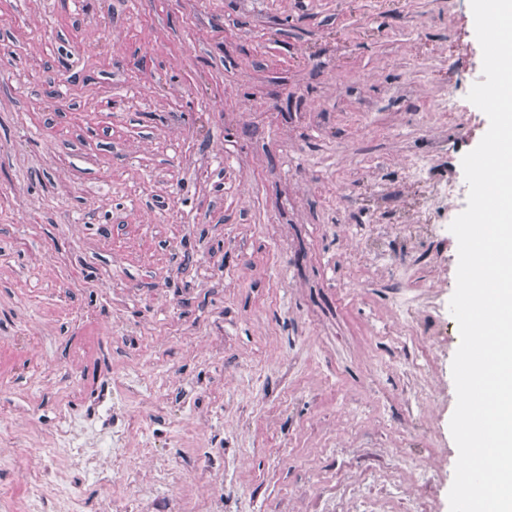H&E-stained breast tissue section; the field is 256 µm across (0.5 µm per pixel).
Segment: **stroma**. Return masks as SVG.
<instances>
[{
	"mask_svg": "<svg viewBox=\"0 0 512 512\" xmlns=\"http://www.w3.org/2000/svg\"><path fill=\"white\" fill-rule=\"evenodd\" d=\"M482 79L470 0H0V477L46 492L60 388L107 379L155 388L127 410L169 478L120 449L112 512L218 478L231 512H307L363 448L425 457L396 497L449 512Z\"/></svg>",
	"mask_w": 512,
	"mask_h": 512,
	"instance_id": "35a3bbf8",
	"label": "stroma"
}]
</instances>
